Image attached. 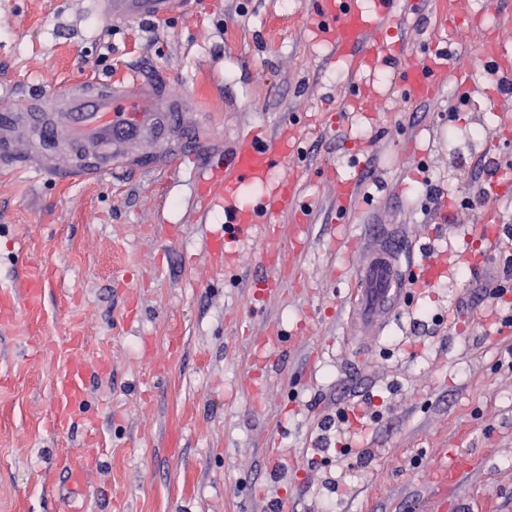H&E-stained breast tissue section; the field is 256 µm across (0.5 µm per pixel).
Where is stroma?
I'll return each mask as SVG.
<instances>
[{"label": "stroma", "mask_w": 512, "mask_h": 512, "mask_svg": "<svg viewBox=\"0 0 512 512\" xmlns=\"http://www.w3.org/2000/svg\"><path fill=\"white\" fill-rule=\"evenodd\" d=\"M180 0L161 19H107L96 0H0V109L72 80L125 70L168 77L202 109L207 146L195 167L223 163L236 139L284 122L301 131L297 183L321 208L303 249L280 256L300 282L248 291L273 274L266 245L224 269L209 250L224 229L202 216L192 169L67 184L0 161V290L21 293L22 261L52 269L40 318L0 332V512H512V333L482 296L512 272V200L487 248L477 198L490 167L512 168V137L490 144L496 106L462 103L444 82L400 112L320 127L348 72L304 26L312 0ZM368 152L361 203L331 214L324 170L352 171ZM450 203L436 214L425 193ZM400 236L405 264L433 241L466 256L440 281L411 286L376 337L360 336L358 255L370 225ZM298 333L271 342L267 329ZM66 336L83 339L90 415L51 430ZM345 409L337 429L325 418ZM351 451L343 455L340 443ZM472 466L447 493L443 453ZM96 456L85 494L70 463Z\"/></svg>", "instance_id": "obj_1"}]
</instances>
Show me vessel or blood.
<instances>
[{
  "mask_svg": "<svg viewBox=\"0 0 512 512\" xmlns=\"http://www.w3.org/2000/svg\"><path fill=\"white\" fill-rule=\"evenodd\" d=\"M161 0H112L113 16L153 13ZM428 0H314L306 12L307 28L317 41L331 48L333 58L346 60L353 83L348 104L366 112L378 92L369 76L377 70L396 74L398 91L410 99L434 94L440 76L460 90L464 100L481 94L496 102L500 124L512 127V104L503 101L501 86L512 83V59L501 49L495 33L480 45L479 62L466 65L455 59L457 49L469 45L458 32L455 46H443L415 55L399 35L401 15L420 11ZM199 111L192 99L171 94L165 82L131 73L119 79L83 81L53 96H34L0 113V153L15 163L65 181H98L127 170L177 169L184 165L183 141L200 140ZM296 146L293 128L274 133L251 131L238 137L231 160L209 168L196 178V190L205 210L224 215V230L212 241L223 252L225 268H233L239 245L254 242L276 213L294 206L296 180L288 178L273 191L243 198L244 187L264 183ZM334 206L338 215L351 214L359 200L357 176L336 179ZM295 207V206H294ZM360 296L363 320L382 329L404 294L406 273L401 268V246L385 226H377L362 245ZM450 256L430 257L416 270L421 280L446 273ZM21 296L0 295V330L8 331L22 316L36 317L44 308L48 276L38 267L24 269ZM79 337H70V357L56 379L50 408L55 429L69 426L86 404L85 363Z\"/></svg>",
  "mask_w": 512,
  "mask_h": 512,
  "instance_id": "1",
  "label": "vessel or blood"
}]
</instances>
